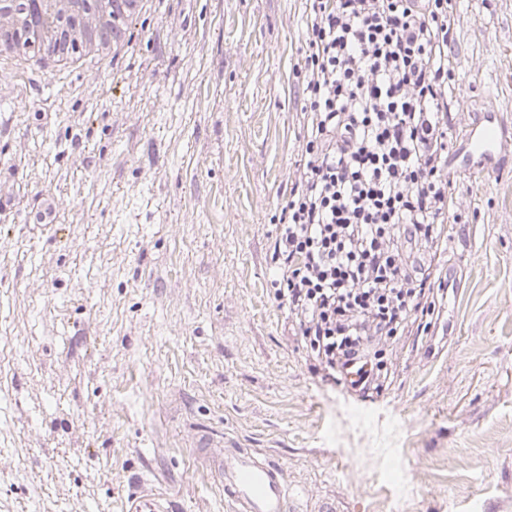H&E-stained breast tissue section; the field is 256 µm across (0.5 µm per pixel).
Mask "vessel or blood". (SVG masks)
<instances>
[{
    "instance_id": "b4317fda",
    "label": "vessel or blood",
    "mask_w": 512,
    "mask_h": 512,
    "mask_svg": "<svg viewBox=\"0 0 512 512\" xmlns=\"http://www.w3.org/2000/svg\"><path fill=\"white\" fill-rule=\"evenodd\" d=\"M511 142V123L493 112L478 113L468 128L456 173L506 168L512 163V153L507 150ZM193 446L237 512H288L292 507L285 470L279 461L226 445L208 432L194 434ZM127 512H173V508L164 494L140 492L129 498Z\"/></svg>"
}]
</instances>
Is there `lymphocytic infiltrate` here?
Listing matches in <instances>:
<instances>
[{"label":"lymphocytic infiltrate","mask_w":512,"mask_h":512,"mask_svg":"<svg viewBox=\"0 0 512 512\" xmlns=\"http://www.w3.org/2000/svg\"><path fill=\"white\" fill-rule=\"evenodd\" d=\"M304 160L273 244L276 295L328 380L389 369L381 346L424 341L448 275L415 264L461 223L448 175L459 80L451 0H304Z\"/></svg>","instance_id":"f902f5d3"}]
</instances>
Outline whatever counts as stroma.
<instances>
[{
  "mask_svg": "<svg viewBox=\"0 0 512 512\" xmlns=\"http://www.w3.org/2000/svg\"><path fill=\"white\" fill-rule=\"evenodd\" d=\"M455 137L512 121V0H456ZM304 0H146L117 60L0 55V512H234L206 430L283 464L301 512H512V168L457 179L437 261L460 284L380 393L324 380L276 298L283 189L302 158ZM55 192L58 222L33 215ZM125 512H172L171 500L161 493H134Z\"/></svg>",
  "mask_w": 512,
  "mask_h": 512,
  "instance_id": "obj_1",
  "label": "stroma"
}]
</instances>
